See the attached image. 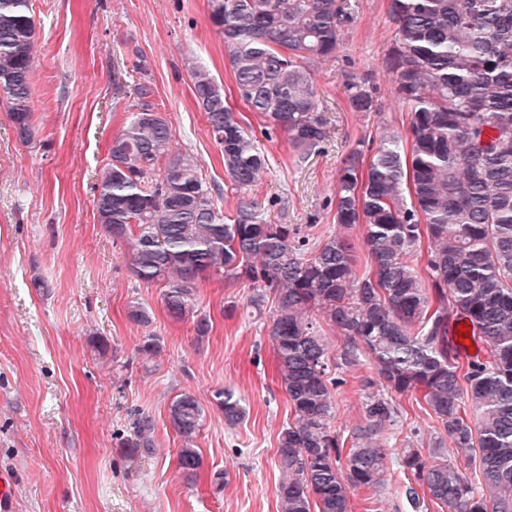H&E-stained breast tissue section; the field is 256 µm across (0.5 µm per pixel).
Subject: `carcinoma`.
<instances>
[{
  "mask_svg": "<svg viewBox=\"0 0 512 512\" xmlns=\"http://www.w3.org/2000/svg\"><path fill=\"white\" fill-rule=\"evenodd\" d=\"M208 7L240 101L263 120L265 138L284 135L305 160L328 134L315 68L338 60L359 0ZM389 14L384 67L409 136L388 132L377 146L362 139L348 152L336 181V234L311 251L253 200L224 216L194 158L172 152L171 126L144 82L133 87L135 112L111 143L94 205L99 223L128 244L133 275L163 285L169 316L193 319L198 338L210 331L198 312L199 281L247 283L256 309L272 299L266 329L293 412L278 439L282 512H351L354 492L381 487V434L400 422L396 398L405 395L440 427L428 454L407 448L401 456L424 493L448 512H512V0H389ZM35 33L30 0H0V97L23 139L31 136ZM191 80L225 176L252 190L267 168L256 135L207 70L193 68ZM341 89L351 111H380L370 71L342 69ZM424 239L421 271L414 257ZM318 315L345 339L334 361ZM463 319L482 346L466 362L448 341ZM333 367L364 371L362 424L344 441L330 426L343 383ZM214 398L226 423L243 420L233 388ZM204 415L190 393L169 405L189 482L201 467L194 441ZM153 431L150 416L138 417L133 451L154 447ZM447 440L478 465V479L448 461Z\"/></svg>",
  "mask_w": 512,
  "mask_h": 512,
  "instance_id": "obj_1",
  "label": "carcinoma"
}]
</instances>
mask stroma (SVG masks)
Listing matches in <instances>:
<instances>
[{
    "instance_id": "obj_1",
    "label": "stroma",
    "mask_w": 512,
    "mask_h": 512,
    "mask_svg": "<svg viewBox=\"0 0 512 512\" xmlns=\"http://www.w3.org/2000/svg\"><path fill=\"white\" fill-rule=\"evenodd\" d=\"M36 24L30 140H21L0 99V472L16 479L11 512H280L278 434L292 419L280 386L267 315L248 306L251 288L215 278L199 282V309L211 328L198 338L192 321L172 320L163 287L136 279L131 253L97 220L98 175L131 111V88L114 71L142 64L152 101L169 122L176 152L196 157L215 186L224 215L242 194L198 106L192 67L209 68L244 127L260 118L237 98L212 29L207 0H31ZM388 0H360L359 22L341 61L319 66L315 79L329 133L319 153L299 162L285 136L265 142L269 166L251 193L275 223L316 243L335 233L336 177L361 138L408 132L381 63L392 35ZM372 69L384 107L350 111L341 90L345 62ZM152 312L136 324L129 305ZM159 353L144 357L146 337ZM331 421L347 437L362 420L357 374L344 372ZM232 387L247 414L229 425L214 393ZM205 410L195 439L202 467L194 485L178 468L182 439L168 419L182 393ZM403 420L384 431L387 472L375 495L360 491L352 512H441L428 496L411 503V475L401 448L427 450L437 423L414 399L400 401ZM155 423L152 452L127 442L138 414ZM223 473L224 486L213 476Z\"/></svg>"
}]
</instances>
